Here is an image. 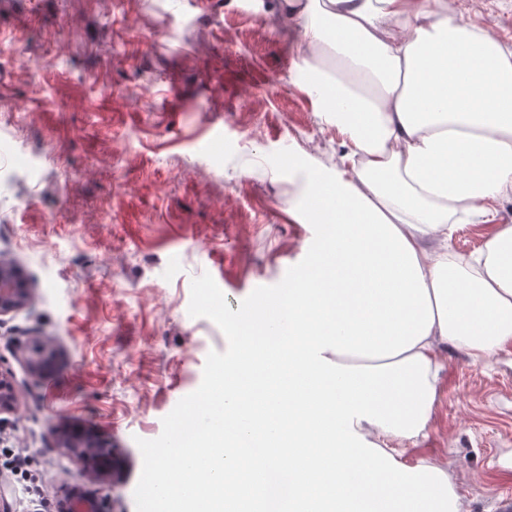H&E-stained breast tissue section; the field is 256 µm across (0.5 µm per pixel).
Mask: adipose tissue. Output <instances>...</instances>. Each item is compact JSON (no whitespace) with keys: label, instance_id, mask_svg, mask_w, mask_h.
<instances>
[{"label":"adipose tissue","instance_id":"1","mask_svg":"<svg viewBox=\"0 0 512 512\" xmlns=\"http://www.w3.org/2000/svg\"><path fill=\"white\" fill-rule=\"evenodd\" d=\"M276 21L301 26L343 151L304 166L319 241L239 320L238 373L200 400L224 413L204 450L218 512H467L446 465L405 466L396 445L425 435L443 351L484 363L512 344V48L455 0H280ZM476 219L482 249H449ZM227 421L247 445L215 451Z\"/></svg>","mask_w":512,"mask_h":512}]
</instances>
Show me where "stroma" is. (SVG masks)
<instances>
[{
	"label": "stroma",
	"mask_w": 512,
	"mask_h": 512,
	"mask_svg": "<svg viewBox=\"0 0 512 512\" xmlns=\"http://www.w3.org/2000/svg\"><path fill=\"white\" fill-rule=\"evenodd\" d=\"M512 46V0H457ZM279 0H0V257L29 304L0 316V484L12 512H58L66 493L149 512L144 476L171 466L170 434L236 371L237 319L283 287L322 228L298 204L301 170L342 134L305 91ZM50 343V367L26 353ZM428 433L401 461L447 463L470 512H512V345L487 363L448 351ZM101 434L110 479L54 429ZM25 451L27 478L9 457Z\"/></svg>",
	"instance_id": "obj_1"
}]
</instances>
